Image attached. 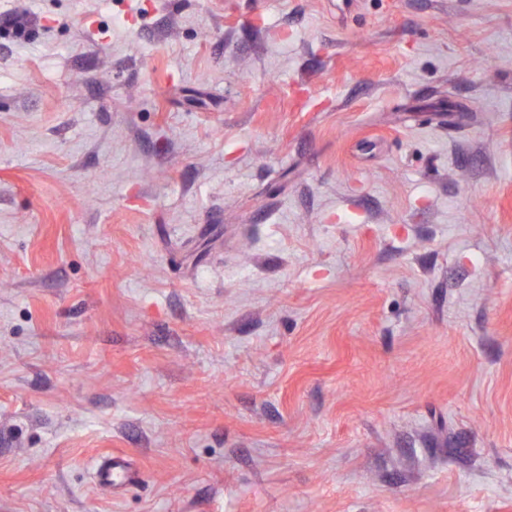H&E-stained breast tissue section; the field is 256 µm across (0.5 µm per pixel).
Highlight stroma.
I'll return each instance as SVG.
<instances>
[{"label": "stroma", "instance_id": "obj_1", "mask_svg": "<svg viewBox=\"0 0 512 512\" xmlns=\"http://www.w3.org/2000/svg\"><path fill=\"white\" fill-rule=\"evenodd\" d=\"M0 512H512V0H0Z\"/></svg>", "mask_w": 512, "mask_h": 512}]
</instances>
